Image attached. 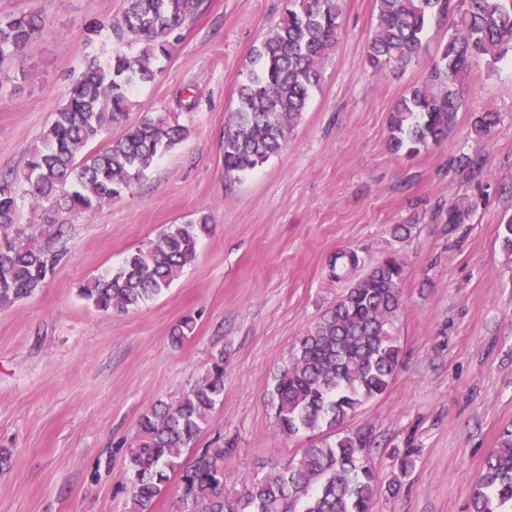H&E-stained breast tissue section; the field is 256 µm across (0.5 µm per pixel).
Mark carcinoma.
I'll list each match as a JSON object with an SVG mask.
<instances>
[{"mask_svg":"<svg viewBox=\"0 0 512 512\" xmlns=\"http://www.w3.org/2000/svg\"><path fill=\"white\" fill-rule=\"evenodd\" d=\"M344 0H289L280 20L253 52V69L238 88L237 105L224 125V176L255 169L279 154L323 80L324 64L342 35ZM366 63L376 73L419 58L422 36L433 19L451 18L448 41L428 66L426 79L394 106L389 124L393 150L417 154L447 137L461 107L469 60L495 64L512 55V0H377ZM202 0H125L112 21L117 41L136 45L104 63H88L54 113L24 169L0 176V308L28 298L53 272L57 256L36 243L41 230L17 223V191L32 204L48 202L77 215L92 212L131 190L153 163L186 137V129L146 114L126 126L106 148L85 153L106 126L122 124L139 86L156 78L157 62L169 54ZM50 23L41 11L0 13V66ZM492 112L474 119L488 134ZM208 217L171 224L145 248L129 253L112 274L82 288L102 312L126 311L170 287L197 256ZM360 258L340 253L331 264L355 269ZM403 265L390 255L355 278L312 327L300 336L288 363L274 376L272 403L280 431L326 433L261 477L240 479L226 491L228 448H207L189 458L208 417L224 394V352L212 355L205 374L175 402L146 409L137 424L127 480L130 512L152 506L177 477L182 512H374L379 475L370 454L371 433L342 435L336 427L382 395L400 362L394 335L403 307ZM471 512H512V430L487 456Z\"/></svg>","mask_w":512,"mask_h":512,"instance_id":"cac0c4a2","label":"carcinoma"}]
</instances>
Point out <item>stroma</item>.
<instances>
[{
  "label": "stroma",
  "mask_w": 512,
  "mask_h": 512,
  "mask_svg": "<svg viewBox=\"0 0 512 512\" xmlns=\"http://www.w3.org/2000/svg\"><path fill=\"white\" fill-rule=\"evenodd\" d=\"M288 0H202L159 74L135 93L128 122L162 112L188 128L131 192L74 215L18 200V221L60 254L32 297L0 309V512H127L126 463L140 415L173 402L224 355V395L195 451L230 443L229 476H256L309 443L279 433L273 377L293 344L347 286L336 254L361 269L386 256L404 264L395 332L401 360L384 395L345 428H365L381 482L396 451L415 466L375 512H469L477 478L512 430V59L475 58L446 138L414 156L394 152L395 103L426 76L448 39L431 21L419 61L384 75L366 63L376 0H345L342 36L286 148L253 171L224 177V123L251 52ZM124 0H0L50 23L0 72V173L22 169L69 84L90 60L118 49L110 23ZM191 95L193 111L179 100ZM497 113L478 135V113ZM478 170L463 167V159ZM465 223L448 221L452 205ZM208 216L195 261L161 295L101 312L80 294L171 224ZM194 331L174 341L184 318Z\"/></svg>",
  "instance_id": "stroma-1"
}]
</instances>
